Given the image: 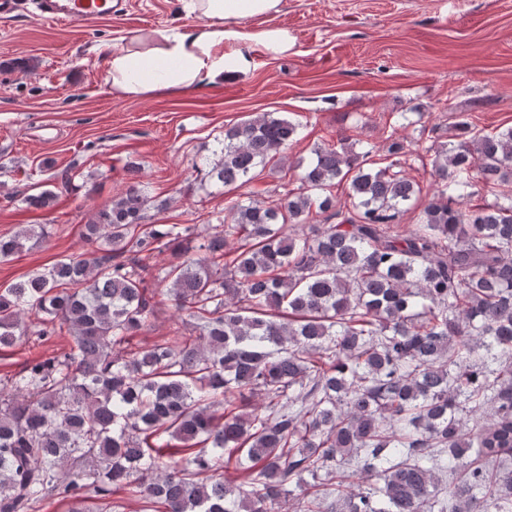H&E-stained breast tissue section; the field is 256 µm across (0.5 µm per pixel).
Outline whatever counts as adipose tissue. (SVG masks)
Wrapping results in <instances>:
<instances>
[{
	"mask_svg": "<svg viewBox=\"0 0 512 512\" xmlns=\"http://www.w3.org/2000/svg\"><path fill=\"white\" fill-rule=\"evenodd\" d=\"M184 10L204 18L199 29L162 32L148 52L116 51L104 60L106 80L135 98L160 89L200 88L244 72L245 56L224 49L228 41H258L274 53L288 47L280 30L250 31L246 20L277 13L281 0H181Z\"/></svg>",
	"mask_w": 512,
	"mask_h": 512,
	"instance_id": "adipose-tissue-1",
	"label": "adipose tissue"
}]
</instances>
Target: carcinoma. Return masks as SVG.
<instances>
[{
	"instance_id": "carcinoma-1",
	"label": "carcinoma",
	"mask_w": 512,
	"mask_h": 512,
	"mask_svg": "<svg viewBox=\"0 0 512 512\" xmlns=\"http://www.w3.org/2000/svg\"><path fill=\"white\" fill-rule=\"evenodd\" d=\"M455 129L407 233L413 152L395 138L376 167L346 137L313 150L297 191L231 199L206 235L147 223L168 200L131 182L85 224L86 256L1 283V348L64 329L74 348L0 388V512H124L117 490L143 512H512V126ZM297 132L269 113L227 127L205 176L241 186ZM477 181L493 199L471 205ZM47 236L0 238V261ZM153 278L196 335L132 351Z\"/></svg>"
}]
</instances>
